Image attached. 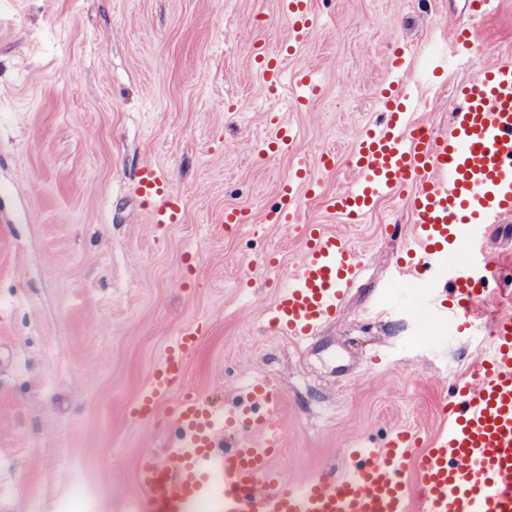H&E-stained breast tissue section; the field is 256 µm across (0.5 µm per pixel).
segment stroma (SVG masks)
Returning a JSON list of instances; mask_svg holds the SVG:
<instances>
[{"label": "stroma", "instance_id": "obj_1", "mask_svg": "<svg viewBox=\"0 0 512 512\" xmlns=\"http://www.w3.org/2000/svg\"><path fill=\"white\" fill-rule=\"evenodd\" d=\"M318 23L290 44L279 0H0V512H137L144 456L174 437L167 409L131 411L171 339L196 322L178 395L223 407L252 377L282 391L275 464L293 486L341 469L350 449L405 428L428 437L453 383L467 380L489 326L512 308V219L483 243L498 284L472 328L444 323L414 342L425 281H394L410 244L406 198L362 222L328 200L352 180L360 131L385 118L381 92L406 87L419 122L447 128L453 88L512 58V0L480 18L470 0H310ZM477 52L452 57L463 23ZM287 72L268 90L255 45ZM413 70L390 71L400 45ZM292 150L266 151L275 121ZM302 155L317 181L299 222L345 236L362 271L334 321L310 343L278 335L268 310L301 253L291 224L264 223ZM335 159L323 167V155ZM165 171L184 204L159 226L135 193L143 166ZM250 221L226 228L224 211ZM274 256L277 267L261 260ZM85 467L74 487L70 467Z\"/></svg>", "mask_w": 512, "mask_h": 512}]
</instances>
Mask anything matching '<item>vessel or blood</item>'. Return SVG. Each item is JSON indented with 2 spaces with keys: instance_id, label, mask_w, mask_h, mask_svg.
<instances>
[{
  "instance_id": "1",
  "label": "vessel or blood",
  "mask_w": 512,
  "mask_h": 512,
  "mask_svg": "<svg viewBox=\"0 0 512 512\" xmlns=\"http://www.w3.org/2000/svg\"><path fill=\"white\" fill-rule=\"evenodd\" d=\"M293 43L307 40L316 18L309 0H280ZM456 53L479 47L477 32L458 28ZM255 60L267 87L279 85L281 61L263 47ZM447 130L435 131L391 100L380 125L363 130L350 156L357 179L328 201L332 213L357 222L384 198L408 196L417 261L399 265L398 280L451 277V289L429 294L427 312L471 323L473 308L493 277L479 246L491 226L512 216V61L479 73L456 89ZM304 164L282 183L281 204L267 221L294 222L296 182ZM136 192L150 206L151 223L177 224L181 199L166 174L139 173ZM300 258L282 285L269 321L281 335L308 342L344 304L361 260L343 235L302 225ZM201 335L183 327L151 369L132 415L147 421L172 405L178 440L144 457L136 468L146 512H407L405 473L420 477L423 512H512V314L480 350L470 381L455 384L445 407L448 426L429 438L405 429L379 446L356 448L340 475L289 486L274 459L283 436L282 395L270 381L250 383L235 402L216 411L206 400H172L186 357Z\"/></svg>"
}]
</instances>
